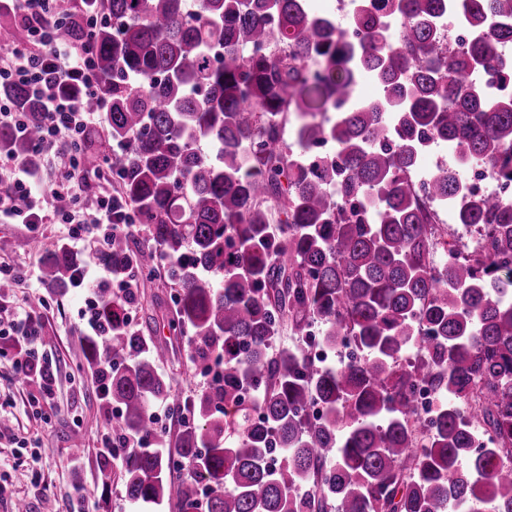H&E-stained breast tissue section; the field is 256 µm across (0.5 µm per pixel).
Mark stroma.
I'll list each match as a JSON object with an SVG mask.
<instances>
[{
	"instance_id": "obj_1",
	"label": "stroma",
	"mask_w": 512,
	"mask_h": 512,
	"mask_svg": "<svg viewBox=\"0 0 512 512\" xmlns=\"http://www.w3.org/2000/svg\"><path fill=\"white\" fill-rule=\"evenodd\" d=\"M68 230L65 224H47L33 238L21 225L0 223V259L27 275L26 283L0 285V304L39 319L41 337L29 355L52 365L57 374L53 398L32 406L28 399L36 385L19 384L12 356H0V418L10 421L0 433V512H13L19 500L28 512H133L121 483L104 479L103 409L85 359L82 292L51 287L40 277L45 254L60 245ZM130 311L134 327L145 335L169 338L173 353L160 371L183 398L193 399L207 388V377L189 359L186 338L169 334L167 324L176 311L171 288L143 289ZM77 436L84 441L78 454L72 451Z\"/></svg>"
}]
</instances>
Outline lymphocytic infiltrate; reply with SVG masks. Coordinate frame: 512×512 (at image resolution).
I'll return each mask as SVG.
<instances>
[{"label":"lymphocytic infiltrate","instance_id":"1","mask_svg":"<svg viewBox=\"0 0 512 512\" xmlns=\"http://www.w3.org/2000/svg\"><path fill=\"white\" fill-rule=\"evenodd\" d=\"M20 35L0 53V85L19 84L39 105L38 114L21 110L12 101L0 98V127L25 135L30 124H38L37 153L60 156L54 181H45L40 168L12 154L0 153V169L9 168L13 178L0 184V219L22 225L34 233L44 224H67L71 232L69 247H77L84 238H95L98 248H106L115 230L125 223L128 203L107 186L112 179V164L86 170L79 148L90 127L109 114L111 102L99 96L98 81L91 67L93 46L89 41L61 42L56 24L62 13L74 9V0H10ZM82 85L84 94L70 95L73 85ZM68 196L70 204L58 209L54 198ZM82 288L87 309L83 315L84 333L105 335L103 314L99 309V291L113 288L124 295L125 283H113L98 259L83 267L76 282ZM41 325L31 315L0 314V335L5 342L0 350L13 352L18 376L30 380L38 376L39 395L51 398L53 374H34L27 347L40 336Z\"/></svg>","mask_w":512,"mask_h":512}]
</instances>
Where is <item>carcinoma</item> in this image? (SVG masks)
Returning a JSON list of instances; mask_svg holds the SVG:
<instances>
[{"label": "carcinoma", "instance_id": "carcinoma-1", "mask_svg": "<svg viewBox=\"0 0 512 512\" xmlns=\"http://www.w3.org/2000/svg\"><path fill=\"white\" fill-rule=\"evenodd\" d=\"M352 2L354 41L310 0H200L193 13L186 0H86L58 21L73 41L101 16L92 65L112 112L99 139L122 149L112 176L131 207L101 262L114 281L141 272L142 288L165 264L170 334L188 337L197 367L220 366L183 403L157 372L167 342L126 324L138 289L102 298L112 329L87 339L86 359L142 509L174 496L198 512L206 480L204 512H477L487 499L512 512V201L473 197L460 177L474 162L512 176V92L472 80L512 83L499 54L512 0ZM452 13L474 31L466 52L443 35ZM491 16L503 25L488 28ZM367 78L377 98L350 106ZM0 95L39 111L19 86ZM37 138L0 129V151L35 165ZM325 140L334 154H304ZM433 143L456 160L422 194L412 176ZM448 204L456 227L438 223ZM79 268L61 247L42 278L66 288ZM285 323L301 347L276 348ZM315 323L323 347L349 339L361 356L312 362ZM420 381L438 394L430 428L412 400ZM159 400L188 415L177 480L151 443Z\"/></svg>", "mask_w": 512, "mask_h": 512}]
</instances>
